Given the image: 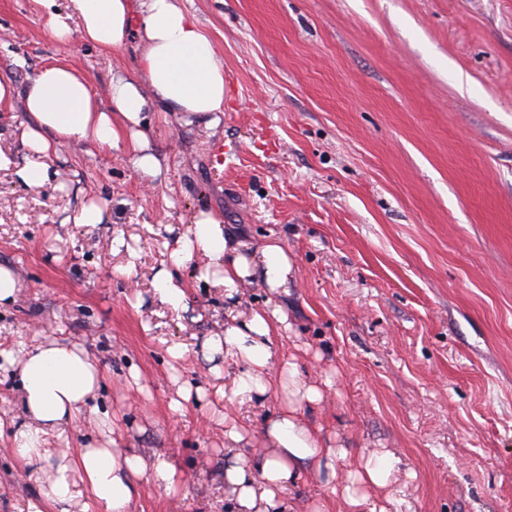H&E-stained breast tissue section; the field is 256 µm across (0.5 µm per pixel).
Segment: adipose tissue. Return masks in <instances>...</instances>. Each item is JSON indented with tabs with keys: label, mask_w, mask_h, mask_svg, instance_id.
Masks as SVG:
<instances>
[{
	"label": "adipose tissue",
	"mask_w": 512,
	"mask_h": 512,
	"mask_svg": "<svg viewBox=\"0 0 512 512\" xmlns=\"http://www.w3.org/2000/svg\"><path fill=\"white\" fill-rule=\"evenodd\" d=\"M70 2L72 10L63 18L55 11V0H40L56 40L69 42L77 32L86 41L112 48L137 33L143 51L135 70L113 75L102 101L75 68L50 63L25 86L0 81V103L22 96L34 119L22 134L23 142L34 152L46 154L73 144L106 146L128 155L139 175L157 177L161 162L142 128L144 113L153 105L186 114L223 111L224 69L214 45L182 0ZM197 253L217 267L230 291L254 278L264 287L284 288L294 270L280 240L268 239L255 250H244L241 241L225 234L223 224L205 212L174 251L175 266H183ZM287 330L284 313L269 306L227 323L223 336L213 341L240 365V392L259 399L278 388L286 392L285 407L265 428L269 453L224 474L238 512H282V494L297 481L302 464L330 461L341 454L320 430L299 417L301 403L322 400L321 389L302 379L295 363L273 361V344ZM5 362L17 372L29 419L25 429L14 434L15 451L30 462L43 455L45 436L76 428L105 374L83 345L57 338L8 351ZM151 469L168 488H175L177 473L169 464L152 466L137 453L120 455L84 445L56 465L48 477V492L29 501L28 512H52L54 505L77 498L83 501L82 512H126L136 493V479ZM392 478L388 452L376 450L362 457L341 489L348 512H389L386 504L373 502L370 493L388 488Z\"/></svg>",
	"instance_id": "1"
}]
</instances>
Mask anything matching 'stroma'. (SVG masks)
Instances as JSON below:
<instances>
[{"label":"stroma","instance_id":"stroma-1","mask_svg":"<svg viewBox=\"0 0 512 512\" xmlns=\"http://www.w3.org/2000/svg\"><path fill=\"white\" fill-rule=\"evenodd\" d=\"M224 68V114L151 108L145 132L163 171L141 179L123 152L84 145L31 162L22 99L0 104V265L19 280L0 307V349L66 338L106 379L95 398L117 453L172 465L177 492L146 474L128 512H236L226 469L267 453L264 423L283 394L249 398L241 368L208 341L265 303L286 313L275 360L322 385L300 418L345 448L305 463L284 502L347 512L330 470L392 453L390 512H512V0H183ZM137 37L104 49L59 43L38 0H0V81L24 86L66 62L104 94L135 69ZM24 66H17V59ZM236 147L213 168L215 144ZM98 224H77L89 202ZM209 212L239 239H280L295 260L287 292H227L207 259L171 252ZM123 239L114 248L115 239ZM186 292L161 300L159 272ZM179 344L183 358H171ZM194 389L183 412L169 403ZM247 432L224 444V421ZM0 512H27L62 455L100 439L85 412L68 442L23 464L19 380L0 370Z\"/></svg>","mask_w":512,"mask_h":512}]
</instances>
